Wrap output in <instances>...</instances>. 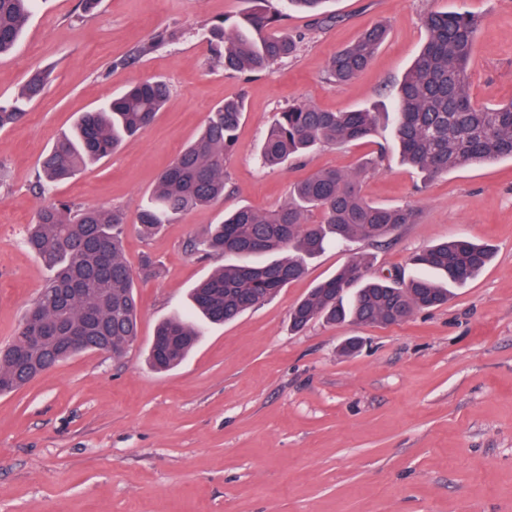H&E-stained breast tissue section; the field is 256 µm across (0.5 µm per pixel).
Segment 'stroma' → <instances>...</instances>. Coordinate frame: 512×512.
Here are the masks:
<instances>
[{"mask_svg":"<svg viewBox=\"0 0 512 512\" xmlns=\"http://www.w3.org/2000/svg\"><path fill=\"white\" fill-rule=\"evenodd\" d=\"M252 0H41L17 49L0 56V100L46 71L39 99L0 129V346L12 341L49 270L23 242L41 204L31 189L43 156L82 113L149 78L171 95L155 122L102 162L60 183L55 197L134 219L160 172L225 98L245 116L228 157L223 202L164 225L128 228L124 256L151 258L138 282L140 336L119 356L82 353L0 395V512H512V158L428 180L401 163L384 112L426 38L430 11L481 17L470 66L473 100H512V0H326L329 24L292 12L282 26L297 55L259 73L228 74L204 35ZM390 29L370 66L330 83L331 56L366 27ZM160 34L172 40L150 49ZM293 101L379 113L370 140L318 148L279 168L257 147ZM366 174L365 197L419 210L387 243L328 245L305 275L237 319L210 325L177 368L151 370L160 321L222 265L193 249L225 211L271 210L293 183L324 169ZM456 235L490 246L491 263L451 288L448 303L387 326L314 321L291 309L359 257L372 276L410 279L414 254ZM352 337V354L342 351Z\"/></svg>","mask_w":512,"mask_h":512,"instance_id":"1","label":"stroma"}]
</instances>
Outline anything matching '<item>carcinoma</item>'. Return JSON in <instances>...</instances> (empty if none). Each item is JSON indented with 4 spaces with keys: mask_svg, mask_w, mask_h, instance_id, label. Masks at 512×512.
Returning a JSON list of instances; mask_svg holds the SVG:
<instances>
[{
    "mask_svg": "<svg viewBox=\"0 0 512 512\" xmlns=\"http://www.w3.org/2000/svg\"><path fill=\"white\" fill-rule=\"evenodd\" d=\"M255 8L236 20L207 28L224 70L256 73L294 56L300 40L281 27L286 11H300L325 24L324 0H252ZM38 0H0V55L20 40ZM481 25L467 11H430L424 16L427 40L399 83L392 123L402 160L425 179L473 164L512 158V101L487 106L469 93V67ZM387 36V26L366 29L356 42L336 51L328 78L352 82L363 72ZM45 76L36 71L17 98L0 101V129L19 122L25 107L43 93ZM170 96L162 80L137 83L105 105L83 113L71 133L59 136L40 164L33 189L46 196L53 186L84 170L150 126ZM244 117L243 102L227 98L214 108L198 133L161 173L155 189L137 209V224L148 237L177 216L224 198V161L236 143ZM377 131L376 113L367 108L327 112L295 102L279 112L259 146L264 167L273 168L325 145L365 140ZM323 169L296 183L288 201L260 212L240 207L224 215L197 251L233 255L191 294L193 316H174L157 327L149 362L159 371L181 364L195 347L200 330L195 318L222 324L272 299L302 277L306 260L333 242H380L417 220L409 205L386 206L362 194L363 173ZM319 220L312 221L313 213ZM125 221L117 209L55 200L40 206L25 238L26 246L53 272L41 289L37 309L29 312L18 339L0 349V394L16 391L42 374L41 350L24 351L23 338L39 324L55 337L53 360L75 352L60 336L66 323L82 327L88 345L112 341L134 346L139 339L135 276L160 274L152 261L134 272L123 254ZM492 258L491 249L465 237L437 244L418 254L416 265L440 273L450 284L477 276ZM366 267L353 259L317 284L291 311L292 328L301 331L317 319L361 324H394L418 309L448 302V288L427 276L407 283L391 277L365 279Z\"/></svg>",
    "mask_w": 512,
    "mask_h": 512,
    "instance_id": "carcinoma-1",
    "label": "carcinoma"
}]
</instances>
